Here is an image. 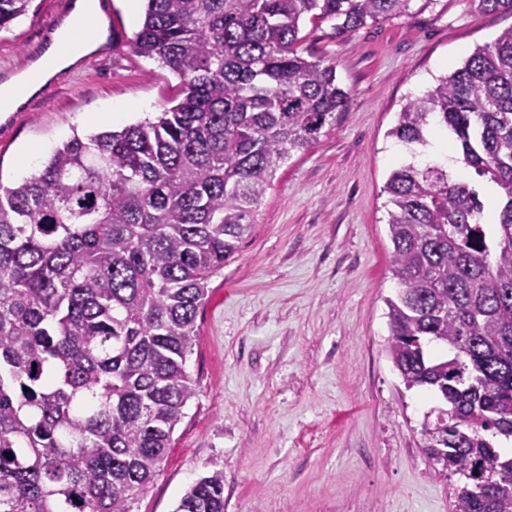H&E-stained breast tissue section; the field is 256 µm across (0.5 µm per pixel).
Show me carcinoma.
Segmentation results:
<instances>
[{"instance_id":"obj_1","label":"carcinoma","mask_w":512,"mask_h":512,"mask_svg":"<svg viewBox=\"0 0 512 512\" xmlns=\"http://www.w3.org/2000/svg\"><path fill=\"white\" fill-rule=\"evenodd\" d=\"M30 0H0V30ZM407 0H145L134 51L179 76L154 119L78 135L0 185V512H132L196 388L187 370L213 275L279 167L349 93L298 51L307 23L350 33ZM511 11L512 0H470ZM446 133L474 179L423 159ZM385 184L387 354L447 404L425 428L453 512H512V29L409 101ZM495 184L494 234L474 182ZM175 512H224V471Z\"/></svg>"}]
</instances>
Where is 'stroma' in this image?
I'll use <instances>...</instances> for the list:
<instances>
[{
    "label": "stroma",
    "instance_id": "35a3bbf8",
    "mask_svg": "<svg viewBox=\"0 0 512 512\" xmlns=\"http://www.w3.org/2000/svg\"><path fill=\"white\" fill-rule=\"evenodd\" d=\"M72 3L31 0L0 32V78L29 67ZM102 11L111 54L90 53L0 114V184L30 176L73 135L177 103L178 76L132 48L142 10L107 0ZM510 28L512 12L469 0H408L343 36L304 26L300 52L335 64L348 106L277 170L235 258L211 278L187 361L197 394L133 512H175L217 469L224 512H452V484L423 451L438 401L405 389L386 351L397 284L384 186L405 159L390 131L410 99Z\"/></svg>",
    "mask_w": 512,
    "mask_h": 512
}]
</instances>
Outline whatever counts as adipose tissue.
I'll return each instance as SVG.
<instances>
[{"label": "adipose tissue", "mask_w": 512, "mask_h": 512, "mask_svg": "<svg viewBox=\"0 0 512 512\" xmlns=\"http://www.w3.org/2000/svg\"><path fill=\"white\" fill-rule=\"evenodd\" d=\"M93 49L91 40L72 41L69 24L52 35L49 49L25 71L0 82V112H13L47 80L74 67Z\"/></svg>", "instance_id": "ef3b65f1"}]
</instances>
